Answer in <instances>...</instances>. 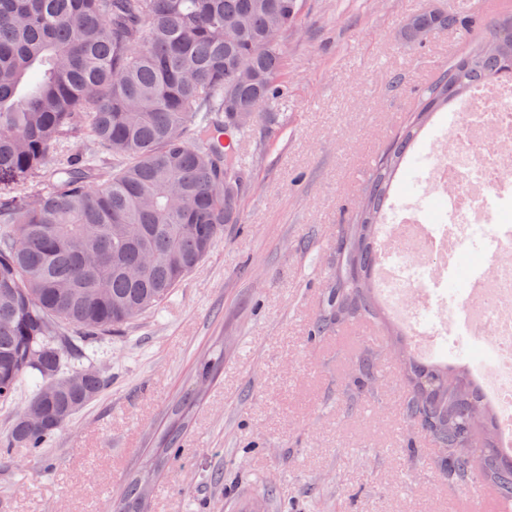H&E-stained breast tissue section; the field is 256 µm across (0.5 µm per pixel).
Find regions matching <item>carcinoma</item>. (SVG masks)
I'll list each match as a JSON object with an SVG mask.
<instances>
[{
  "mask_svg": "<svg viewBox=\"0 0 512 512\" xmlns=\"http://www.w3.org/2000/svg\"><path fill=\"white\" fill-rule=\"evenodd\" d=\"M300 9V0H0V181L37 171L45 182L41 192L0 194L1 409L25 392L47 416L91 401L101 377L74 363L163 304L236 222L246 190L240 145L283 94L284 39ZM448 24L425 11L408 37L428 42ZM504 77L512 78L511 16L448 63L372 170L353 223L338 231L311 339L376 319L406 383L404 420L434 442L439 472L486 485L512 512V456L499 447L481 383L463 364L416 356L376 306L395 175L435 111ZM82 126L112 153L105 180L94 158L49 159ZM378 356L360 357L349 377L355 389L377 391ZM223 360L221 349L203 357L197 379ZM74 373L78 389L66 384ZM199 394L197 386L184 394L157 437L154 468L132 477L112 512H143ZM57 430L15 418L0 449L39 453Z\"/></svg>",
  "mask_w": 512,
  "mask_h": 512,
  "instance_id": "obj_1",
  "label": "carcinoma"
}]
</instances>
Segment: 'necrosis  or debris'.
<instances>
[{"instance_id": "4bbe7bcc", "label": "necrosis or debris", "mask_w": 512, "mask_h": 512, "mask_svg": "<svg viewBox=\"0 0 512 512\" xmlns=\"http://www.w3.org/2000/svg\"><path fill=\"white\" fill-rule=\"evenodd\" d=\"M457 110L440 129L442 161L426 182L429 195L447 202L443 220L392 225L379 289L408 319L420 354L469 361L496 408L499 446L512 453V171L498 161L499 146L512 143V79L476 84ZM438 237L448 253L464 248L475 262L443 263ZM451 277L461 284L453 294Z\"/></svg>"}]
</instances>
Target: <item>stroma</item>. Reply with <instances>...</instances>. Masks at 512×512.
I'll list each match as a JSON object with an SVG mask.
<instances>
[{"mask_svg":"<svg viewBox=\"0 0 512 512\" xmlns=\"http://www.w3.org/2000/svg\"><path fill=\"white\" fill-rule=\"evenodd\" d=\"M425 10L475 25L420 45L404 25ZM503 17L479 0H303L287 38V93L241 145L250 168L236 223L158 310L101 340V390L43 456L15 448L0 460V512H111L218 344L224 362L155 473L145 512H241L248 502L263 512H497L491 496L471 510L466 488L435 467L432 443L404 422L392 359L377 397H349L369 340L309 333L367 162L448 61Z\"/></svg>","mask_w":512,"mask_h":512,"instance_id":"1","label":"stroma"}]
</instances>
